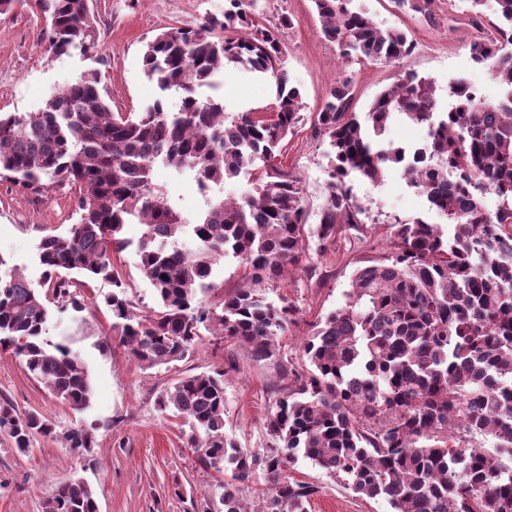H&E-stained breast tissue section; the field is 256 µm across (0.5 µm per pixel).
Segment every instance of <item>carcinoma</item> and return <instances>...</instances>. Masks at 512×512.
<instances>
[{"instance_id":"1","label":"carcinoma","mask_w":512,"mask_h":512,"mask_svg":"<svg viewBox=\"0 0 512 512\" xmlns=\"http://www.w3.org/2000/svg\"><path fill=\"white\" fill-rule=\"evenodd\" d=\"M57 54L100 53L88 0H34ZM224 20L172 26L144 48L149 80L160 96L132 115L112 111L97 69L81 73L33 112L0 115V178L25 189L55 182L78 187V220L41 237L37 250L48 296L16 269L0 273V350H9L58 401L73 411L90 405L82 358L44 337L49 304L84 309L69 274L111 283L104 303L112 331L148 368L182 360L201 330L241 343L252 359L279 354L276 336L298 323L292 304L267 301L262 286L299 268L306 213L299 179L275 162L279 144L302 120L300 90L289 84L276 32L256 23L254 0H228ZM428 19L440 0H392ZM322 34L345 60L395 62L415 42L382 29L351 0H314ZM510 25L469 44L502 89L489 100L463 81L449 87L451 108H437L432 83L405 73L381 91L365 120L350 111V83L334 87L317 113L333 148L316 236L322 249L365 223L347 178L377 184L399 166L445 224L416 219L388 225L393 245L353 272L346 304L311 324L302 365H280L292 385L266 417L273 440L262 458L224 437V373L174 379L157 405L189 424V443L207 467L224 473V512H248L240 487L262 463L270 484L262 512H307L318 488L285 474L298 457L347 481L360 498H384L395 512H512V0H495ZM233 64L270 75L275 112H224V99L201 100ZM179 94L169 106L166 95ZM395 117L427 130L407 157L385 147ZM162 164L201 185L224 187L241 176L252 191L239 200L211 199L189 223L152 184ZM498 199L495 210L485 197ZM128 224L143 227L138 241ZM194 243L187 249L182 238ZM134 248L158 309L143 315L127 297L113 257ZM232 257L249 267L251 285L224 296L221 312L198 294L216 287L212 266ZM0 434L21 453L36 436L69 448L94 445V428L64 432L39 413L20 415L0 402ZM492 442L495 452L485 448ZM44 512H97L79 478L58 486Z\"/></svg>"}]
</instances>
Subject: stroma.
I'll list each match as a JSON object with an SVG mask.
<instances>
[{"label":"stroma","instance_id":"stroma-1","mask_svg":"<svg viewBox=\"0 0 512 512\" xmlns=\"http://www.w3.org/2000/svg\"><path fill=\"white\" fill-rule=\"evenodd\" d=\"M224 5L225 0H89L101 40L99 56L91 58L76 51L61 56L49 51L42 36L43 17L29 0H21L12 12L0 14V113L35 111L67 82L93 68L102 73L104 96L113 111H141L158 95L144 72L146 42L167 26L223 18ZM353 5L381 28L405 30L415 51L394 63L350 65L322 35L313 0H254L260 24L278 30L289 81L300 89L305 105L304 119L282 142L279 159L300 180L307 213V261L304 269L265 291L269 301L293 303L300 314L298 325L279 335L285 360L301 357L310 323L344 305L351 275L361 261L389 249L388 225L414 219L442 221L425 196L409 186L401 168L388 167L377 184L354 174L352 194L364 208L366 222L321 249L315 228L325 201L332 148L316 127L315 114L329 91L350 80V109L360 115L377 93L406 72L431 80L442 109L451 102L449 85L462 78L488 99H497L501 92L491 72L474 65L469 55L470 41L499 21L495 0H486L477 21L469 0H452L432 23L398 10L392 0H353ZM284 16L291 18V25L281 26ZM221 80L225 112L269 111L276 104L272 78L228 66ZM152 181L183 216L192 218L205 209L206 198L193 177L157 165ZM75 200L74 186L65 183L33 192L0 181V256L8 267L39 282L37 245L44 234L63 232L76 222ZM114 264L125 277L127 296L136 310L145 314L156 308L154 289L140 272L134 251L119 254ZM247 279V269L236 259H218L217 287L199 299L204 307L220 310L225 293ZM111 290L108 281H90L81 291L84 310L53 312L47 324V338L66 341L88 367L93 398L84 411H72L56 401L18 358L0 353V401H10L22 414L40 413L62 431L82 424L96 427L95 443L86 450L39 436L23 455L0 435V512H43L47 494L72 478L88 482L98 512H224L223 473L200 465L197 449L188 443V425L160 410L157 397L182 374L223 372L224 435L260 456L272 442L266 415L287 380L281 378L276 361L252 360L245 346L208 332L182 361L146 367L112 335V314L103 303ZM286 474L317 486L307 512H392L388 501L356 497L344 480L307 459L296 460Z\"/></svg>","mask_w":512,"mask_h":512}]
</instances>
